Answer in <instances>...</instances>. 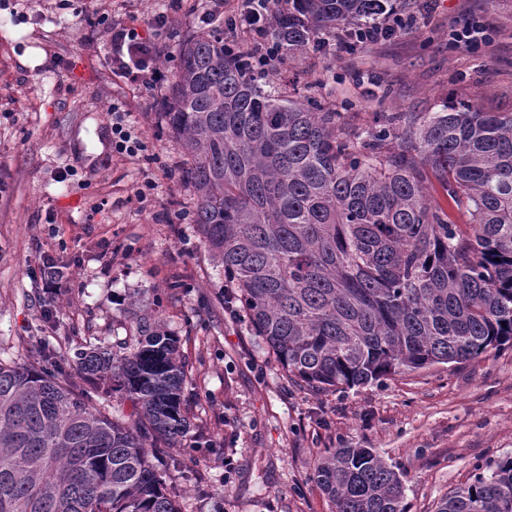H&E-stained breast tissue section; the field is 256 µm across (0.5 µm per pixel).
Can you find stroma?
<instances>
[{
    "instance_id": "obj_1",
    "label": "stroma",
    "mask_w": 512,
    "mask_h": 512,
    "mask_svg": "<svg viewBox=\"0 0 512 512\" xmlns=\"http://www.w3.org/2000/svg\"><path fill=\"white\" fill-rule=\"evenodd\" d=\"M413 17L404 34L348 54L282 69L292 95L316 97L345 126L377 112H432L442 99L512 112V0H389ZM207 0H0V359L38 339L77 387L68 362L86 342L139 336L160 319L188 364L191 430L156 463L182 512H333L311 475L328 449L371 448L404 484L406 512H436L469 483L477 461L512 455V347L399 373L345 391L290 380L246 320L224 307V277L195 224L193 192L161 118L167 87L137 88L112 73L101 13L137 19L161 68L179 41L206 29ZM165 14L156 36L152 21ZM474 20L488 42L450 40ZM31 56L21 64L22 56ZM122 104L143 149L112 148ZM154 188L146 200L137 192ZM63 275L48 290L46 261Z\"/></svg>"
}]
</instances>
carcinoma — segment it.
<instances>
[{"instance_id": "obj_1", "label": "carcinoma", "mask_w": 512, "mask_h": 512, "mask_svg": "<svg viewBox=\"0 0 512 512\" xmlns=\"http://www.w3.org/2000/svg\"><path fill=\"white\" fill-rule=\"evenodd\" d=\"M382 11V0H273L264 34L283 65ZM277 73L228 55L222 30L189 34L162 118L211 262L288 375L341 391L512 341V112L462 101L348 129ZM51 359L42 346L0 361V512H181L151 453L190 428L175 337L144 321L116 351L74 350L93 392L60 380ZM111 391L133 414L109 410ZM313 481L335 512H405L400 475L370 448L330 449ZM437 512H512V458L476 465Z\"/></svg>"}]
</instances>
